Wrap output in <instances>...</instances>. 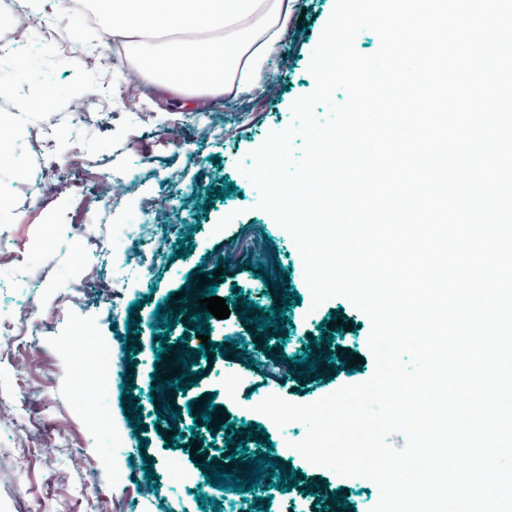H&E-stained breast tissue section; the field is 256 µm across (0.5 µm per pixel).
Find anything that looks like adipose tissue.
<instances>
[{
	"label": "adipose tissue",
	"instance_id": "obj_1",
	"mask_svg": "<svg viewBox=\"0 0 512 512\" xmlns=\"http://www.w3.org/2000/svg\"><path fill=\"white\" fill-rule=\"evenodd\" d=\"M166 107L250 96L294 21L296 0H91Z\"/></svg>",
	"mask_w": 512,
	"mask_h": 512
}]
</instances>
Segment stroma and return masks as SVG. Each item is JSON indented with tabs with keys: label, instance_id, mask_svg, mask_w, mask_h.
Here are the masks:
<instances>
[{
	"label": "stroma",
	"instance_id": "1",
	"mask_svg": "<svg viewBox=\"0 0 512 512\" xmlns=\"http://www.w3.org/2000/svg\"><path fill=\"white\" fill-rule=\"evenodd\" d=\"M333 5L334 0H297L304 18L267 65L270 93L221 96L202 112L162 111L153 103L152 85L129 75L125 57H113L105 30L84 29L73 17L58 37L91 39L94 59L82 53L63 57L45 46L22 61H0V96L12 104L11 111L0 112V324L14 325L9 335H0V391L13 403L12 412L0 418V512H92L97 498L110 499L113 512H200L199 493L218 499V512H250L242 494L210 486L191 453L197 437L215 461H226L235 450L224 430L212 434L194 427L185 413L188 400L210 396L248 436L250 452L269 450L295 471L294 488L270 496L269 512H313L318 498L336 491L346 495L351 512H371L377 503L372 481L338 476L294 450L306 435L303 423L279 428L254 410L271 394L312 403L374 372L368 317L342 297L313 307L292 237L257 209L259 193L238 169L269 132L289 125L293 101L313 90L308 65ZM81 99L88 116L78 122L72 107ZM48 125L56 136L45 156L32 140ZM77 146L84 157L74 170L69 160ZM125 171L136 172L135 188L102 200L96 187L107 175ZM34 173L41 175L40 184L22 191ZM74 177L85 185L86 196L73 194ZM216 188L225 191V199H207V191ZM136 224L162 225L165 242L141 267L127 257L129 228ZM100 235L107 251L93 264L89 258ZM182 238L190 244L184 258L177 255ZM260 240L276 253L301 302L287 307L286 337L270 334V356L254 358L257 328L242 323L241 299L264 310L283 307L281 291L255 275ZM202 266L221 268L216 294L232 300L228 318L210 319L209 338L238 352H208L199 360L196 386L183 393L168 389L163 400H151L154 312L164 301L180 311L183 303L174 294ZM136 301L138 313L129 314ZM336 316L350 330H321V323ZM130 318L139 325L134 362L124 361L120 376L103 388L81 378L89 347L123 356ZM321 334L334 348L361 355V364L347 373L321 361L316 376L293 373L294 360L310 357V341ZM280 352L285 360H277ZM127 380L144 415L138 434L121 406ZM166 403L184 412L172 434L158 428L155 416ZM174 435L179 445H171ZM142 436L148 448L139 447ZM139 456L159 477L146 493L130 464Z\"/></svg>",
	"mask_w": 512,
	"mask_h": 512
}]
</instances>
